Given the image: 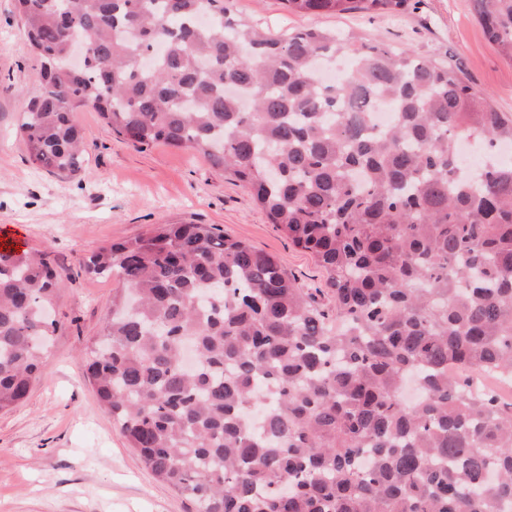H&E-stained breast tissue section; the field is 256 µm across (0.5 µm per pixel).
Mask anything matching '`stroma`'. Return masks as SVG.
Returning <instances> with one entry per match:
<instances>
[{
	"mask_svg": "<svg viewBox=\"0 0 512 512\" xmlns=\"http://www.w3.org/2000/svg\"><path fill=\"white\" fill-rule=\"evenodd\" d=\"M234 3L262 27L353 33L452 64L496 111L512 113V61L487 40L470 0H419L397 20L297 16L281 0ZM43 89L42 62L29 49L15 0H0V240L16 237L20 249L48 253L67 275L43 375L21 404L0 412V512H196L190 497L145 468L95 395L87 349L101 336L120 283L85 274L82 258L161 222L215 224L275 256L302 288L322 287L323 273L240 183L189 149L132 148L94 110L76 115L88 144L80 175L32 163L21 115Z\"/></svg>",
	"mask_w": 512,
	"mask_h": 512,
	"instance_id": "obj_1",
	"label": "stroma"
}]
</instances>
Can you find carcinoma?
Instances as JSON below:
<instances>
[{
  "mask_svg": "<svg viewBox=\"0 0 512 512\" xmlns=\"http://www.w3.org/2000/svg\"><path fill=\"white\" fill-rule=\"evenodd\" d=\"M292 13L401 15L415 0H282ZM512 60V0H471ZM44 68L30 159L82 170L74 112L137 150L191 149L243 183L323 272L212 224L155 225L83 262L117 277L88 351L97 396L197 512H505L512 505V113L448 64L316 28L235 18L233 0H15ZM87 46L79 68L72 38ZM349 58L326 84L317 62ZM396 121L373 123L376 100ZM489 160L460 168L458 146ZM65 273L0 249V411L43 372ZM334 302L328 310L319 300Z\"/></svg>",
  "mask_w": 512,
  "mask_h": 512,
  "instance_id": "1",
  "label": "carcinoma"
}]
</instances>
